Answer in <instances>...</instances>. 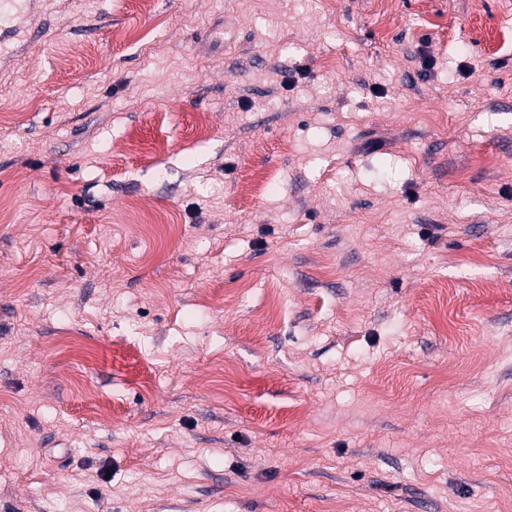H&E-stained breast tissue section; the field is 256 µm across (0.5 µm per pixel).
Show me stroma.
<instances>
[{"label":"stroma","instance_id":"obj_1","mask_svg":"<svg viewBox=\"0 0 512 512\" xmlns=\"http://www.w3.org/2000/svg\"><path fill=\"white\" fill-rule=\"evenodd\" d=\"M507 30L0 0V512H512Z\"/></svg>","mask_w":512,"mask_h":512}]
</instances>
